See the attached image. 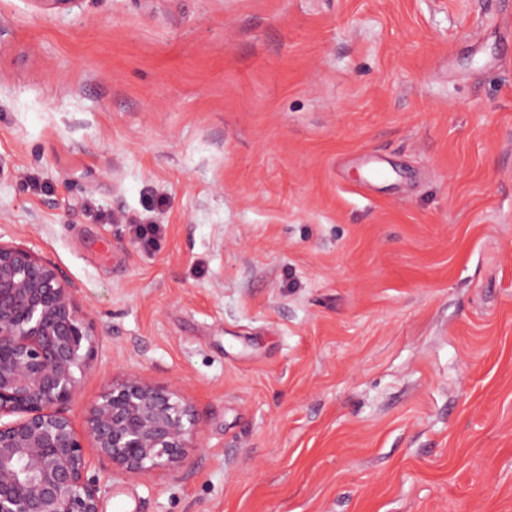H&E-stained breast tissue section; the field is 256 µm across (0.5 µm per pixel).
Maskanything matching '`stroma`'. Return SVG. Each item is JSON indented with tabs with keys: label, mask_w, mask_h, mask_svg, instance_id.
<instances>
[{
	"label": "stroma",
	"mask_w": 512,
	"mask_h": 512,
	"mask_svg": "<svg viewBox=\"0 0 512 512\" xmlns=\"http://www.w3.org/2000/svg\"><path fill=\"white\" fill-rule=\"evenodd\" d=\"M0 241L99 336L77 431L195 410L100 512H512V0H0ZM197 420L180 391L132 369L91 407L86 432L117 473L174 468L197 436Z\"/></svg>",
	"instance_id": "stroma-1"
}]
</instances>
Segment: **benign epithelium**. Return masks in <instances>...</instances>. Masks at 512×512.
<instances>
[{
  "label": "benign epithelium",
  "mask_w": 512,
  "mask_h": 512,
  "mask_svg": "<svg viewBox=\"0 0 512 512\" xmlns=\"http://www.w3.org/2000/svg\"><path fill=\"white\" fill-rule=\"evenodd\" d=\"M97 336L51 261L0 242V512H99L92 460L64 406ZM86 432L117 473L174 468L197 436L180 391L132 369L91 407Z\"/></svg>",
  "instance_id": "1"
}]
</instances>
